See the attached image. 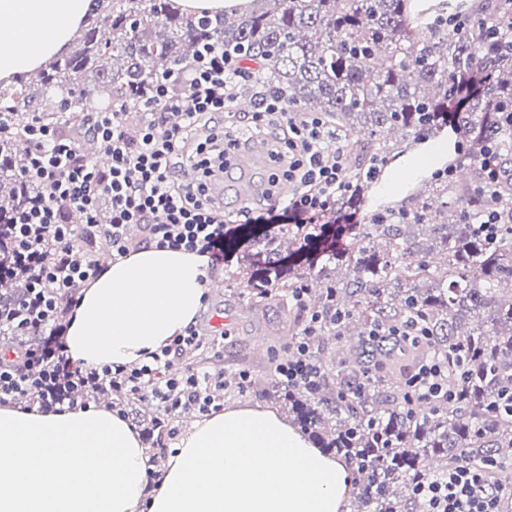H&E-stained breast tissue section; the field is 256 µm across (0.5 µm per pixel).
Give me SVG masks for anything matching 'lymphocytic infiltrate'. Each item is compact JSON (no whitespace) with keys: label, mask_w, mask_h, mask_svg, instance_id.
Here are the masks:
<instances>
[{"label":"lymphocytic infiltrate","mask_w":512,"mask_h":512,"mask_svg":"<svg viewBox=\"0 0 512 512\" xmlns=\"http://www.w3.org/2000/svg\"><path fill=\"white\" fill-rule=\"evenodd\" d=\"M172 77L162 75L153 87L138 140L127 135L126 113H94L90 134L108 164L89 159L55 128L29 126V173L44 190L20 195L0 239V281L24 279L28 291L18 306L0 308V332L19 328L40 342L21 344L17 359L0 360V403L37 393L46 408L54 404V388L95 387L107 379L134 392L149 390L165 409L193 407L205 415L220 409L223 374L203 375L189 365L180 376L161 375L171 357L189 359L202 348L198 326L130 368L87 370L70 359L65 344L69 316L79 288L99 270L96 260H75L74 252L96 244L113 257L124 256L128 229L135 226L143 243L206 256L213 275L224 269L225 240L244 226L354 222V214L336 207L337 196L350 188L345 153L336 148L338 135L320 113L296 111L284 95L260 89L257 69L225 51L219 36L202 39L180 71L183 96H170ZM240 90L253 91L254 108L241 114L238 128L230 132L223 128L224 114ZM202 124L214 132L200 142L195 132ZM261 130L274 144L267 194L237 212H225L208 194V177L241 140ZM185 159L197 172L187 184L178 178ZM419 492L429 512H512V489L492 485L487 469L466 463L449 467L447 477L422 484Z\"/></svg>","instance_id":"1"}]
</instances>
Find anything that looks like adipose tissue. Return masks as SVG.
<instances>
[{
    "instance_id": "ef3b65f1",
    "label": "adipose tissue",
    "mask_w": 512,
    "mask_h": 512,
    "mask_svg": "<svg viewBox=\"0 0 512 512\" xmlns=\"http://www.w3.org/2000/svg\"><path fill=\"white\" fill-rule=\"evenodd\" d=\"M91 0H0V81L66 51ZM447 139L399 161L397 194ZM209 291L205 256L153 246L108 262L79 290L66 330L73 361L133 366L196 322ZM145 498L151 466L138 431L104 405L62 412L0 404V512H348L345 465L276 411L250 402L193 420Z\"/></svg>"
}]
</instances>
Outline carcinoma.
<instances>
[{
	"mask_svg": "<svg viewBox=\"0 0 512 512\" xmlns=\"http://www.w3.org/2000/svg\"><path fill=\"white\" fill-rule=\"evenodd\" d=\"M94 19L47 69L0 87V225L10 223L24 171L30 116L73 132L89 127L91 93L114 112H137L145 93L185 65L204 35L258 62L267 86L304 112H320L354 156L337 207L359 213L369 170L391 160L388 135L425 140L440 130L469 142L461 182L432 178L370 224L267 227L241 256L253 306L277 305L293 326L319 318L310 359L317 383L283 385L276 368L262 393L278 401L317 447L361 467L352 512H418V485L467 462L512 480V144L493 160L506 173L477 193L484 146L512 114V0L441 3L461 14L420 22L411 0H259L245 14H181L173 0H96ZM496 211V242L474 235L462 212ZM304 292L294 308L291 297ZM441 364L448 395L418 401L409 381ZM119 405L158 445L173 419Z\"/></svg>",
	"mask_w": 512,
	"mask_h": 512,
	"instance_id": "carcinoma-1",
	"label": "carcinoma"
}]
</instances>
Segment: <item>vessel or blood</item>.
Wrapping results in <instances>:
<instances>
[{
	"instance_id": "obj_1",
	"label": "vessel or blood",
	"mask_w": 512,
	"mask_h": 512,
	"mask_svg": "<svg viewBox=\"0 0 512 512\" xmlns=\"http://www.w3.org/2000/svg\"><path fill=\"white\" fill-rule=\"evenodd\" d=\"M268 154L256 138L243 141L234 157L227 162L225 172L214 173L209 181V193L216 203L238 209L261 196L266 185L255 180V169L265 167Z\"/></svg>"
}]
</instances>
